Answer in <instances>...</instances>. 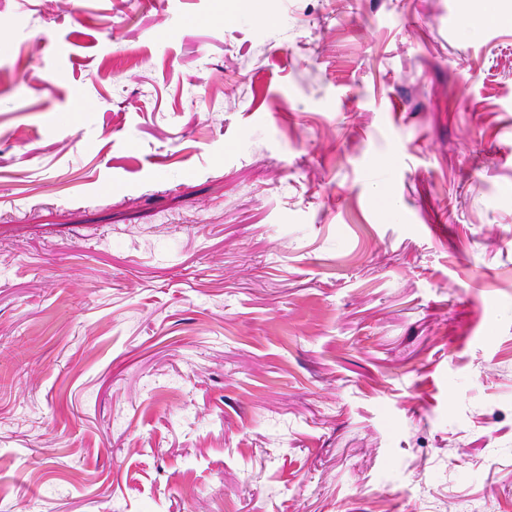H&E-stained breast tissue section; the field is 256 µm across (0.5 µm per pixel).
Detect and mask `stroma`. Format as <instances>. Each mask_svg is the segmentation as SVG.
<instances>
[{
  "label": "stroma",
  "mask_w": 512,
  "mask_h": 512,
  "mask_svg": "<svg viewBox=\"0 0 512 512\" xmlns=\"http://www.w3.org/2000/svg\"><path fill=\"white\" fill-rule=\"evenodd\" d=\"M0 512H512V0H0Z\"/></svg>",
  "instance_id": "stroma-1"
}]
</instances>
